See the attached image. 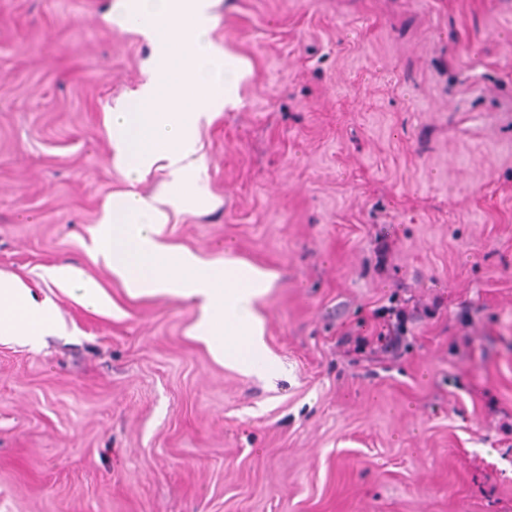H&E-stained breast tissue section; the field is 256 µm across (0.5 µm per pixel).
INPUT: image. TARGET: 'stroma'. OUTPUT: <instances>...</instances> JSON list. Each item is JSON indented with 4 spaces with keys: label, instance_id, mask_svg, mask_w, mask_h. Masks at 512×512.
<instances>
[{
    "label": "stroma",
    "instance_id": "obj_1",
    "mask_svg": "<svg viewBox=\"0 0 512 512\" xmlns=\"http://www.w3.org/2000/svg\"><path fill=\"white\" fill-rule=\"evenodd\" d=\"M122 11L0 0V273L59 319L0 342V512H512V0H217L253 74L161 237L274 273L268 375L89 254L113 194L167 179L112 164L149 53ZM392 307L397 353L345 343Z\"/></svg>",
    "mask_w": 512,
    "mask_h": 512
}]
</instances>
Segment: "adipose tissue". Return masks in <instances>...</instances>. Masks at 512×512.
<instances>
[{"label": "adipose tissue", "instance_id": "1", "mask_svg": "<svg viewBox=\"0 0 512 512\" xmlns=\"http://www.w3.org/2000/svg\"><path fill=\"white\" fill-rule=\"evenodd\" d=\"M214 0H128L125 14L139 18L135 33L150 47L145 82L107 118L113 163L135 181L152 169L170 180L158 195H114L103 214L94 256L119 278L128 294L176 296L196 304L191 333L211 351L243 369L264 371L270 362L260 339L257 302L271 288L270 273L252 265L202 261L159 237L172 211L195 198L201 166L200 124L239 104L249 62L209 43ZM56 328L51 304L36 301L19 280L0 275V341L39 342Z\"/></svg>", "mask_w": 512, "mask_h": 512}]
</instances>
